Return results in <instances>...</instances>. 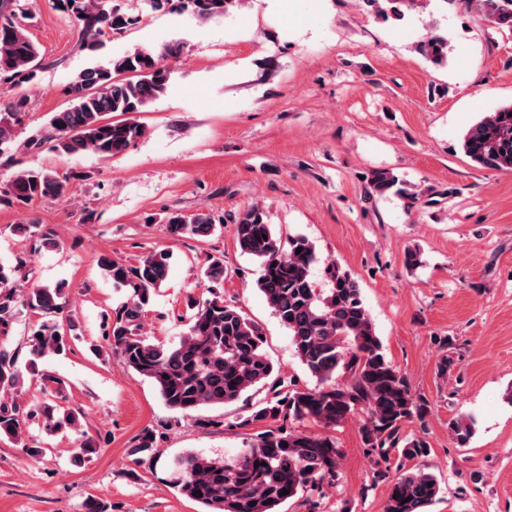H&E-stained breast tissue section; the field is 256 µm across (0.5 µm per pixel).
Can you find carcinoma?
<instances>
[{"instance_id": "obj_1", "label": "carcinoma", "mask_w": 512, "mask_h": 512, "mask_svg": "<svg viewBox=\"0 0 512 512\" xmlns=\"http://www.w3.org/2000/svg\"><path fill=\"white\" fill-rule=\"evenodd\" d=\"M79 28V49L99 51L105 38L138 24L142 15L122 11L117 0H60ZM146 10L189 12L200 21L222 18L242 6L243 0H143ZM384 20L400 19L405 12L423 6L422 0H364ZM495 29L512 33V0H469ZM27 0H0V82L20 87L31 84L44 68L30 31L34 15ZM182 44L172 43L160 54L147 50L114 57L106 66L81 70L64 88L67 108L53 113L16 150L36 154L44 150L66 156L94 155L103 160L120 156L146 135L132 115L148 107L168 88L172 76L167 60L177 58ZM414 51L434 65L448 60V38L432 33ZM30 111L24 93L0 104V164L17 167L11 181L0 190V207L23 210L44 198H63L69 177H60L45 167H22L3 146L15 140L16 127ZM465 155L485 169L512 171V103L497 107L469 127L462 139ZM371 194L382 197L393 191L412 201L417 193L405 188L390 169L370 172ZM161 222L174 237L191 235L205 239L215 231V221L204 208L186 213L164 209ZM235 238L241 252L255 258L261 274L257 285L274 314L291 336L296 354L311 377L313 387H297L271 379L274 364L263 349L264 334L236 305L224 303L216 289L224 285V260L211 256L201 268L211 297H189L190 326L179 343L168 347L143 332V313L153 292L166 279L172 254L153 251L135 266L108 255L98 266L116 288L130 295L106 325L105 352L115 356L126 370L150 379L165 406L176 413L224 405L245 393L270 385L271 398L243 423L291 419L313 421L321 433L284 428L269 430L237 457L224 462L195 453L177 460L179 492L204 507L203 512H281V507L304 488L336 481L341 449L331 430L347 418L364 414L363 445L375 463H389L397 450L413 460L427 453L420 439L401 437L402 426L423 417L426 405L414 398L408 379L386 356L361 297L357 279L336 262L323 271L325 287L312 278L319 262L314 244L304 236L288 240L283 249L266 212L252 206L235 219ZM301 252H296V249ZM26 262L0 264V438L5 437L29 458L43 454L41 444L24 438L25 422L43 421L44 429L56 433L77 429L81 410L64 405L63 382L37 369L35 361L25 368L5 343L19 307L42 317L31 327V354H62L70 349L74 324H60L56 317L66 307V285H31ZM39 385L54 386L51 398L27 406L16 393L24 373ZM459 446L470 441L473 429L459 419L451 423ZM289 494L284 495L282 491ZM202 496L195 495V492ZM440 491L438 479L419 468L406 470L391 483L383 512H427ZM256 505H250V502Z\"/></svg>"}]
</instances>
